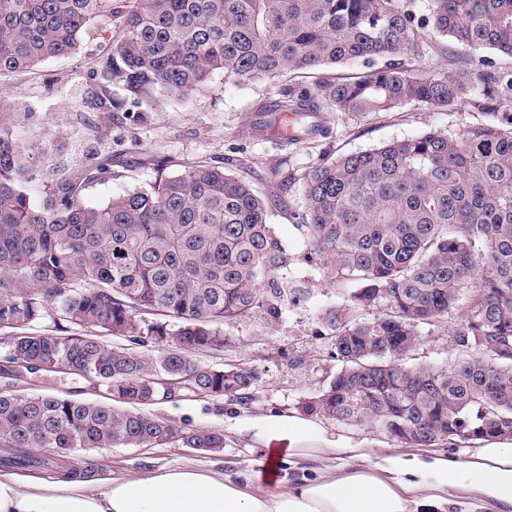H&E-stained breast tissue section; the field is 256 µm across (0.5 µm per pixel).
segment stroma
Returning a JSON list of instances; mask_svg holds the SVG:
<instances>
[{"label":"stroma","instance_id":"1","mask_svg":"<svg viewBox=\"0 0 512 512\" xmlns=\"http://www.w3.org/2000/svg\"><path fill=\"white\" fill-rule=\"evenodd\" d=\"M119 19H104L90 27L71 54L45 60L21 73L0 75V110H19L15 133L26 141L40 140L49 149V163L61 173L79 170L92 154L111 158L112 175L93 183L84 193L92 205L136 188L147 189L160 176L185 167H221L248 181L262 198L272 200L269 221L289 255L283 281L288 297L277 318L260 310L223 324L224 348L195 353L203 366L239 364L257 372L248 404L224 397L160 400L151 408L177 425L215 429L224 434V448L202 454L187 448L115 446L91 453L100 476L93 491L115 478L146 477L164 467L189 466L224 472L231 479L252 478L262 484L264 461L245 416H279L301 409L335 376L339 364L330 355L331 330L326 312L346 304L356 284L337 276L312 258L299 227L306 210L305 178L323 157L366 150L390 141L410 139L429 131L449 136L485 122L472 100L454 108L433 110L411 102L390 112H327L319 135L289 143L250 135L249 125L259 103L277 99L286 88L309 89L323 78L343 80L360 75L362 63L329 66L308 74H286L244 84L215 73L198 90L185 95H156L154 102L135 101L123 88H113L122 106L98 111L95 96L101 83L98 61ZM423 70L445 72L458 82L476 84L481 72H510L512 58L493 50L472 56L433 29H425L421 44ZM459 312L419 325L418 342L410 354L414 365L442 366L450 362L449 334ZM24 394L68 395L103 400L102 392L68 373L41 372L19 383ZM332 433L362 443L364 457L345 450L315 458L282 459L280 470L292 477L314 478L326 473L372 471L389 455L421 458L471 457L476 443L438 444L411 448L377 429L325 420Z\"/></svg>","mask_w":512,"mask_h":512}]
</instances>
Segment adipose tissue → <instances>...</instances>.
<instances>
[{"instance_id":"adipose-tissue-1","label":"adipose tissue","mask_w":512,"mask_h":512,"mask_svg":"<svg viewBox=\"0 0 512 512\" xmlns=\"http://www.w3.org/2000/svg\"><path fill=\"white\" fill-rule=\"evenodd\" d=\"M246 425L266 458V489L192 467L164 468L144 478H118L101 492L81 484L22 483L0 473V512H409L433 507L427 477L475 507L512 512V440L483 439L465 461L391 457L381 474L282 481L283 457L350 448V441L304 416L249 417Z\"/></svg>"}]
</instances>
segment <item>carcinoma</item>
<instances>
[{
    "label": "carcinoma",
    "mask_w": 512,
    "mask_h": 512,
    "mask_svg": "<svg viewBox=\"0 0 512 512\" xmlns=\"http://www.w3.org/2000/svg\"><path fill=\"white\" fill-rule=\"evenodd\" d=\"M0 0V75L76 50L103 18L121 29L99 59L106 112L118 85L138 99L185 94L209 77L244 83L350 61L383 65L342 81L283 92L259 111L387 112L408 102L447 109L472 95L489 120L458 137L430 131L322 158L305 178L301 228L312 254L356 281L326 312L336 376L302 410L374 426L409 447L512 432V76L466 86L419 66L431 27L478 54L512 57V0ZM48 150L24 144L0 114V358L29 374L72 370L115 403L0 390V467L89 481L74 456L112 446L224 448V433L177 426L141 408L178 397L248 398L256 371L204 367L224 348L219 325L257 309L275 318L288 252L271 203L245 180L194 166L102 205L84 199L111 173L104 159L50 180L39 203L25 184ZM386 301L387 312L354 313ZM462 309L446 367L407 364L417 326ZM139 311L165 320H145ZM49 317L55 330L25 328ZM97 327L144 356L74 327Z\"/></svg>",
    "instance_id": "1"
}]
</instances>
